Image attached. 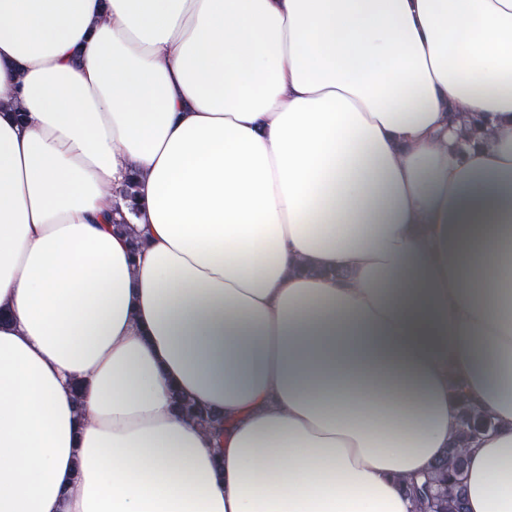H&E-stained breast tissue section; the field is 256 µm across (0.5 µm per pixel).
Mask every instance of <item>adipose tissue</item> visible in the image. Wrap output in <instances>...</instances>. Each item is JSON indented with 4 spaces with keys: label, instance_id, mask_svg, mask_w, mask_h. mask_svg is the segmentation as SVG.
Instances as JSON below:
<instances>
[{
    "label": "adipose tissue",
    "instance_id": "ef3b65f1",
    "mask_svg": "<svg viewBox=\"0 0 512 512\" xmlns=\"http://www.w3.org/2000/svg\"><path fill=\"white\" fill-rule=\"evenodd\" d=\"M460 392L512 512V0H0V512H411Z\"/></svg>",
    "mask_w": 512,
    "mask_h": 512
}]
</instances>
